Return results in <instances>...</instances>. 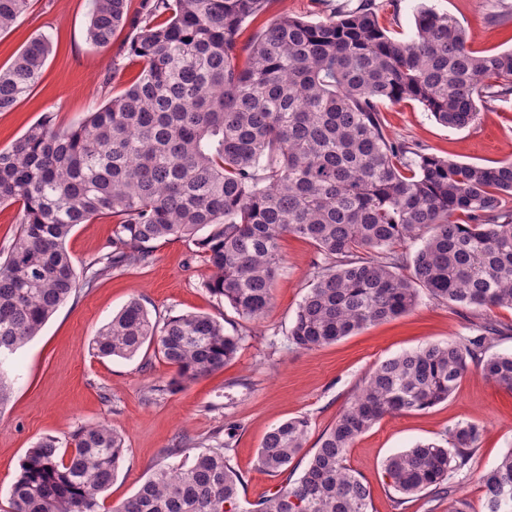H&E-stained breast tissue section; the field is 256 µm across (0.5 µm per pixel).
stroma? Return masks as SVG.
I'll use <instances>...</instances> for the list:
<instances>
[{
    "mask_svg": "<svg viewBox=\"0 0 512 512\" xmlns=\"http://www.w3.org/2000/svg\"><path fill=\"white\" fill-rule=\"evenodd\" d=\"M25 14L0 31V70L7 69L32 38L52 40L42 77L31 94L12 110L0 112V149L10 147L27 129L52 117L69 128L84 121L132 82L137 66L113 68L118 49L135 35L117 29L109 47L88 36L93 0H28ZM358 0H270L266 12L246 20L238 37L246 46L281 15L318 21L354 7ZM380 20L402 41L415 33L420 4L456 17L477 51L512 48V23L502 25L492 8L512 11V0H376ZM388 134L424 153L458 162L491 165L512 159V95L481 108L476 121L456 130L437 123L417 103L382 110ZM113 221L98 218L77 225L66 241L76 273L107 252ZM283 264L268 313L259 321L241 318L209 292L210 272L191 240L156 242L154 261L139 268H118L92 287L80 288L49 318L38 336L0 361L10 397L0 407V512H10L9 488L29 448L40 439H68L77 428L108 422L119 431L127 451L116 477L101 497L102 512L131 497L160 463L162 449L228 445L233 464L244 476L241 501L273 492L282 479L263 471L258 454L267 432L288 419L311 421L308 446L349 403L378 363L428 343L476 335L493 323L501 334L495 352H512V309H472L448 305L420 292L416 306L397 318L369 326L312 351L287 341L288 328L312 286L316 248L293 235L281 241ZM139 299L152 319L194 312L210 315L226 334L240 337L236 355L223 369L183 388L167 384L175 370L154 348L129 359L101 357L94 338L130 300ZM471 422L483 430L472 461L473 472L460 479L457 496L470 512H483L480 475L512 448V391L485 380L470 367L448 400L432 408L385 416L351 447L347 464L371 487V512H394L393 490L384 471L386 459L419 443L445 444L448 430Z\"/></svg>",
    "mask_w": 512,
    "mask_h": 512,
    "instance_id": "obj_1",
    "label": "stroma"
}]
</instances>
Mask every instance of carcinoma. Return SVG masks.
Returning <instances> with one entry per match:
<instances>
[{"label":"carcinoma","mask_w":512,"mask_h":512,"mask_svg":"<svg viewBox=\"0 0 512 512\" xmlns=\"http://www.w3.org/2000/svg\"><path fill=\"white\" fill-rule=\"evenodd\" d=\"M269 0H94L89 39L112 43L137 30L124 56L137 79L76 128L42 120L0 150V205H21L18 232L0 260V355L36 336L76 294L65 242L73 228L115 219L111 250L85 268L87 285L114 268L152 260L154 243L195 242L208 289L236 313L268 311L291 234L321 255L309 292L288 329L299 350L334 343L409 312L419 291L450 305L512 308V161L460 163L413 150L386 132L381 108L414 101L453 129L479 108L512 95V49L479 52L447 14L421 8L415 37L401 42L381 25L375 0L316 22L284 16L237 49L245 20ZM27 0H0V30ZM51 49L33 39L0 72V112L26 98ZM408 240L422 245L397 252ZM497 329L430 343L377 364L320 436L301 475L245 507L242 473L224 447L194 449L190 463L157 465L116 512H370V486L346 465L353 443L389 414L448 399L474 363L512 391V353H489ZM175 369L170 385L192 383L236 353L240 337L211 316L184 313L163 324L129 301L95 337L101 357L131 358L145 343ZM310 421L273 427L259 467L282 474L306 445ZM482 429L459 423L446 448L418 444L385 470L398 512L425 495L454 492L470 470ZM122 435L85 425L65 442L29 449L11 484V512H98L99 497L125 456ZM485 512H512V448L480 476Z\"/></svg>","instance_id":"carcinoma-1"}]
</instances>
